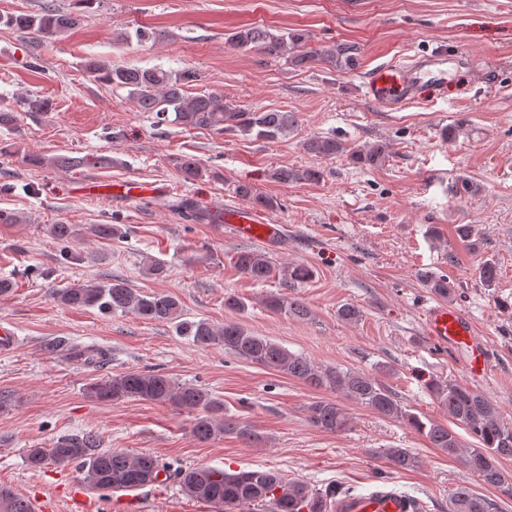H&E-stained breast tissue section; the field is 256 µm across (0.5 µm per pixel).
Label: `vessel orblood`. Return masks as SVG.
Wrapping results in <instances>:
<instances>
[{"mask_svg":"<svg viewBox=\"0 0 512 512\" xmlns=\"http://www.w3.org/2000/svg\"><path fill=\"white\" fill-rule=\"evenodd\" d=\"M416 66L386 64L378 68L365 84V96L378 105L395 108L408 103L415 91ZM164 185L144 190L133 183L116 185L114 198L141 201L145 193H166ZM216 223L229 228L232 235L247 242L276 243L284 237L283 225L274 223L261 210L225 207L217 213ZM425 335L441 350L463 355L470 378L480 380L490 372L488 343L477 336L473 319L460 309L443 302L428 306L422 316ZM336 512H414L411 500L395 490L381 488L341 501Z\"/></svg>","mask_w":512,"mask_h":512,"instance_id":"1","label":"vessel or blood"}]
</instances>
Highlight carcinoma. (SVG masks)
Here are the masks:
<instances>
[{
  "mask_svg": "<svg viewBox=\"0 0 512 512\" xmlns=\"http://www.w3.org/2000/svg\"><path fill=\"white\" fill-rule=\"evenodd\" d=\"M97 0H75L74 10L61 11L54 6H44L37 14L20 13L0 15V23L35 40L53 39L67 33L80 21L85 11ZM153 38L149 28L140 26L134 31L118 34L116 41L126 44L132 40L143 43ZM238 51H257L270 59L284 58L295 68H310L327 63L339 71L353 70L359 65L360 47L339 43L332 48H315L308 45L306 34L298 30H278L269 27H240L227 38ZM83 67L97 82L128 90L139 111L151 113L158 125L181 128L209 129L218 134L239 132L267 142L278 141L291 133L297 124L292 112L259 111L224 100L215 93H189V87L200 80L192 68L166 70L162 67L135 68L115 65L110 61L93 58ZM20 108L26 112H46L50 102L38 95L23 97ZM19 120V113L10 103L0 102V128L9 130ZM303 150L318 159L331 160L347 151L342 141L331 136H311L302 143ZM386 147L377 145L369 149L350 152L356 164L374 166L385 155ZM24 163L31 167L79 168L87 164L85 156H55L28 153ZM182 178L193 182L207 174V169L195 158L185 156L179 163ZM272 178L280 183L318 182L323 171L318 167L294 169L277 168ZM234 193L249 200L254 207L274 208L275 201L258 192L249 183H238ZM47 234L61 246V260L77 264L84 256L71 249L80 236L101 240H115L125 236L117 224H48ZM235 267L255 282L278 278L286 288L308 282L314 271L306 264L290 263L273 265L264 253L243 250L234 259ZM478 277L490 287L498 276L495 261L485 260L477 267ZM424 281L434 294L447 298L453 293L446 278L424 275ZM50 296L58 303L71 308H96L111 314L133 313L148 321L171 323L179 336H185L200 347L222 346L237 357L268 370L286 374L310 386L340 392L350 400L372 409L376 414L401 419L434 448L448 455H455L463 447L460 436L450 427L434 420L422 421L403 405L396 394L370 375L339 366H316L306 357L287 350L265 336H257L236 323L216 327L206 320L183 319L178 299L169 294L139 293L128 282L114 276L101 283H72L62 288L50 289ZM266 306L274 311H284L305 317L309 310L297 297L283 293L266 298ZM86 365H100L108 361V352L80 348L74 353ZM88 395L101 402L138 399L151 403L171 404L189 410H198L191 433L196 440L206 442L218 437L231 436L250 445L260 441L256 430L239 418L224 412V406L211 393L200 386L178 383L167 374L154 371L132 370L103 376L90 383ZM438 404L448 411L452 422L461 426L479 447L467 450L465 468L485 485L512 499V472L501 468L503 460L512 461V426L505 424L495 405L483 393L451 382L438 381L430 386ZM307 421L312 427L328 433H339L349 425L345 409L332 398H318L306 409ZM384 456L390 468L406 470L415 463L407 448H387ZM32 468L45 465L75 466L83 475L86 487L102 493L132 491L157 482L161 474L172 476L186 495L224 509V512H243L244 507L263 502L274 505V512H325L327 499L336 501L353 495V492L336 487L324 493L312 490L302 480H285L275 470L225 469L199 466L175 469L150 454L130 455L124 452L101 449L100 437L92 432L80 436H61L46 447L30 448L26 455ZM494 500L476 494L467 484H460L452 493L449 512H496ZM0 512H32L26 499L13 489L0 485Z\"/></svg>",
  "mask_w": 512,
  "mask_h": 512,
  "instance_id": "1",
  "label": "carcinoma"
}]
</instances>
